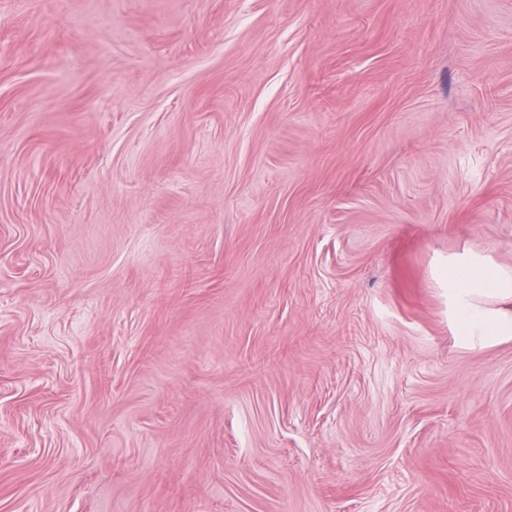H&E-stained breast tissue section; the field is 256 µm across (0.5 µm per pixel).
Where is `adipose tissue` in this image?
<instances>
[{
	"mask_svg": "<svg viewBox=\"0 0 512 512\" xmlns=\"http://www.w3.org/2000/svg\"><path fill=\"white\" fill-rule=\"evenodd\" d=\"M453 287L466 302V312L460 321V332L465 336L512 334V314L487 307L485 298H512V278L496 269L485 268L467 276L454 277Z\"/></svg>",
	"mask_w": 512,
	"mask_h": 512,
	"instance_id": "ef3b65f1",
	"label": "adipose tissue"
}]
</instances>
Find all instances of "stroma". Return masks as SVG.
<instances>
[{"label":"stroma","instance_id":"1","mask_svg":"<svg viewBox=\"0 0 512 512\" xmlns=\"http://www.w3.org/2000/svg\"><path fill=\"white\" fill-rule=\"evenodd\" d=\"M512 0H0V512H512ZM448 285L465 299L466 312L460 321L464 336L486 333L489 336L511 335L512 314L493 310L483 303L484 298H512V278L496 269L485 268L465 277L454 276Z\"/></svg>","mask_w":512,"mask_h":512}]
</instances>
